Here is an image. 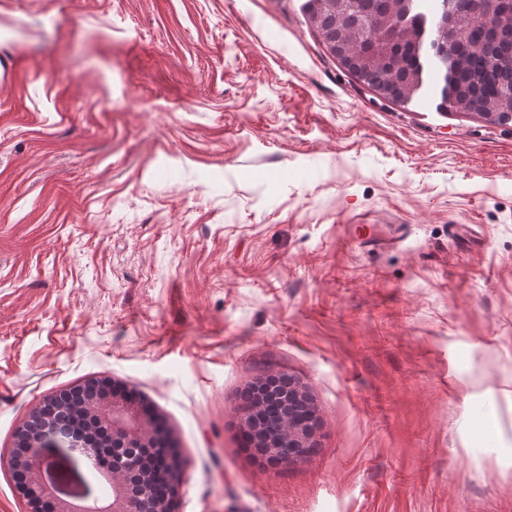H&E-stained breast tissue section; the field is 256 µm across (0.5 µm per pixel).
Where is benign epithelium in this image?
<instances>
[{"instance_id": "1", "label": "benign epithelium", "mask_w": 512, "mask_h": 512, "mask_svg": "<svg viewBox=\"0 0 512 512\" xmlns=\"http://www.w3.org/2000/svg\"><path fill=\"white\" fill-rule=\"evenodd\" d=\"M29 450L22 457L10 456L0 463L18 473L16 490L28 512H142V500L157 483L169 486V495L157 512H177L181 481L179 449L158 415L127 387L107 379L98 380L95 392L78 408L75 422L29 435ZM314 447L313 436H304L286 418L282 438L273 447L253 455L275 465L298 461ZM126 448L141 454H121ZM60 454L71 466V487L60 488L52 474L49 458ZM149 456L162 465L145 475L139 489L132 488L130 474L138 471ZM91 462L92 475L81 469V459ZM102 478L112 487V501L94 499L87 506L92 483Z\"/></svg>"}]
</instances>
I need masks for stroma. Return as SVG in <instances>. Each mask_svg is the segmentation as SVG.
<instances>
[{
    "label": "stroma",
    "instance_id": "1",
    "mask_svg": "<svg viewBox=\"0 0 512 512\" xmlns=\"http://www.w3.org/2000/svg\"><path fill=\"white\" fill-rule=\"evenodd\" d=\"M304 3L0 0V457L108 378L178 512H512V123L380 98ZM270 372L319 417L283 466L241 439Z\"/></svg>",
    "mask_w": 512,
    "mask_h": 512
}]
</instances>
